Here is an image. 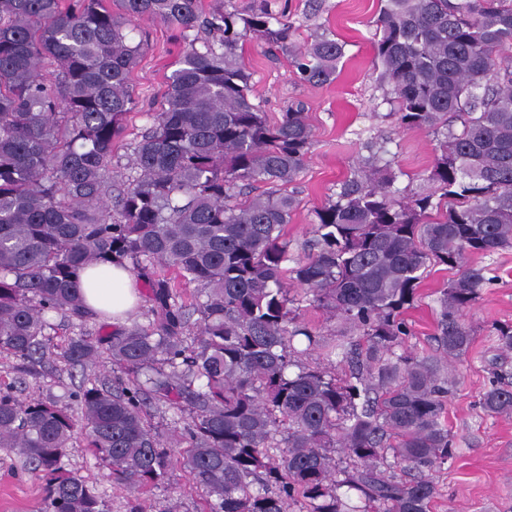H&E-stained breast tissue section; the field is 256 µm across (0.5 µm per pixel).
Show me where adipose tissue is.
<instances>
[{
    "label": "adipose tissue",
    "mask_w": 512,
    "mask_h": 512,
    "mask_svg": "<svg viewBox=\"0 0 512 512\" xmlns=\"http://www.w3.org/2000/svg\"><path fill=\"white\" fill-rule=\"evenodd\" d=\"M81 278L88 306L111 314L113 322H124L135 310L139 291L128 270L99 265L86 269Z\"/></svg>",
    "instance_id": "ef3b65f1"
}]
</instances>
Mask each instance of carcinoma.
<instances>
[{
    "instance_id": "cac0c4a2",
    "label": "carcinoma",
    "mask_w": 512,
    "mask_h": 512,
    "mask_svg": "<svg viewBox=\"0 0 512 512\" xmlns=\"http://www.w3.org/2000/svg\"><path fill=\"white\" fill-rule=\"evenodd\" d=\"M379 2L380 79L398 128L435 138L431 190L397 198L394 161L372 156L315 209L317 252L286 279L299 205L288 186L313 131L300 102L267 121L238 53L250 37L286 47V15L222 0L208 12L203 0H0V350L34 378L56 350L120 372L73 393L78 419L0 384V448L35 473L38 512H107L67 468L77 438L125 486L187 469L200 512H428L434 474L455 455L442 423L453 379L404 349L406 313L429 266L457 270L435 336L448 362L461 359L475 339L466 313L489 284L469 258L512 247V0ZM137 19L163 22L184 49L114 185L113 147L138 104L131 73L145 43L125 33ZM201 27L210 38L198 48ZM343 56L321 34L289 61L323 85ZM100 264L147 283L148 322L88 329L105 314L86 305L80 277ZM174 281L197 285L195 301ZM298 294L341 323L347 344L320 339L291 308ZM51 313L77 329L60 346ZM298 336L326 363L303 364ZM496 337L511 353L512 325ZM339 350L354 363L346 378L332 369ZM160 404L188 443L177 459L151 423ZM480 404L511 415L512 385L492 380Z\"/></svg>"
}]
</instances>
